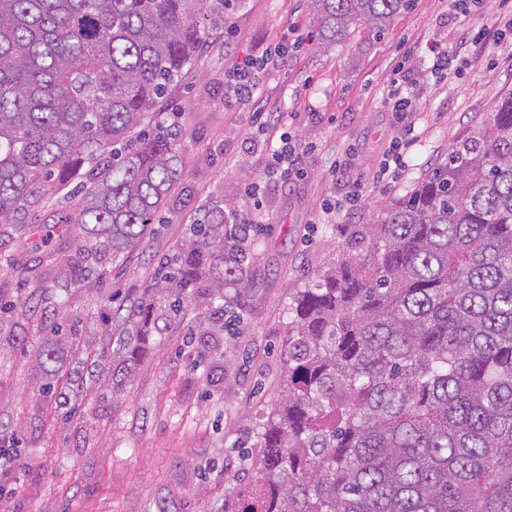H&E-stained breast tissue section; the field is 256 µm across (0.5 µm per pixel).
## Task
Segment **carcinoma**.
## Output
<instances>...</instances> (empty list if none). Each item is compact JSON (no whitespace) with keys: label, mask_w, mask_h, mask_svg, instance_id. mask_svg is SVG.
Instances as JSON below:
<instances>
[{"label":"carcinoma","mask_w":512,"mask_h":512,"mask_svg":"<svg viewBox=\"0 0 512 512\" xmlns=\"http://www.w3.org/2000/svg\"><path fill=\"white\" fill-rule=\"evenodd\" d=\"M319 45L383 34L413 0H307ZM232 0H0V248L56 293L36 325L41 369L75 350L69 290L137 245L183 175L177 133L130 139L192 64L203 20ZM436 171L350 229L336 262L288 304L281 400L231 512H512V92ZM78 189L68 190L72 183ZM65 192L69 209L40 221ZM251 225L224 208L193 225L150 281L112 364L133 369L187 288H248ZM75 237L73 255L48 243ZM43 254L30 265L24 246Z\"/></svg>","instance_id":"carcinoma-1"}]
</instances>
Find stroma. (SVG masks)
Here are the masks:
<instances>
[{"label": "stroma", "instance_id": "stroma-1", "mask_svg": "<svg viewBox=\"0 0 512 512\" xmlns=\"http://www.w3.org/2000/svg\"><path fill=\"white\" fill-rule=\"evenodd\" d=\"M462 20L473 30L463 44ZM205 30L195 62L151 112L180 131L184 176L152 233L101 270L97 289L71 298L84 347L56 376L67 403L39 396L33 348H0V450L12 456L0 512H223L245 488L258 425L282 395L293 289L313 284L352 225L405 196L512 91V0H415L384 34L362 25L329 48L314 43L307 0H235ZM284 33L296 41L287 62L260 74L252 101L231 102L239 61ZM432 44L448 49V69L433 71ZM401 98L411 111H393ZM260 111L273 115L264 134ZM283 135L301 177L268 170ZM398 142L404 162L390 173ZM251 182L259 197L245 193ZM214 205L252 224L258 247L234 307L241 331H223L217 306H189L113 383L99 355L102 316L136 300Z\"/></svg>", "mask_w": 512, "mask_h": 512}]
</instances>
